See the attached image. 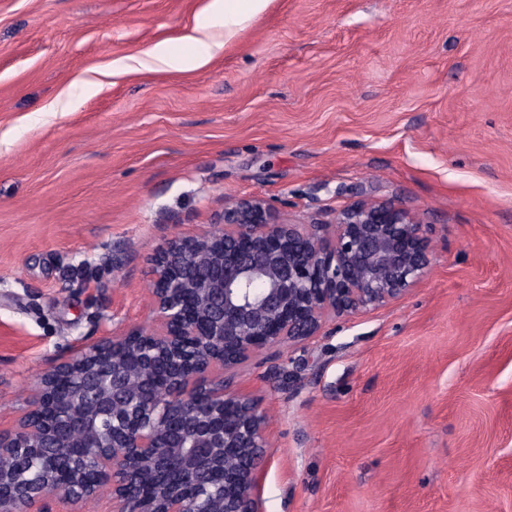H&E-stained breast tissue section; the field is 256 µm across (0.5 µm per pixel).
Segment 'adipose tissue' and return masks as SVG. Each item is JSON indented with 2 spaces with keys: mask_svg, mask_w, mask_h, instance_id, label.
<instances>
[{
  "mask_svg": "<svg viewBox=\"0 0 512 512\" xmlns=\"http://www.w3.org/2000/svg\"><path fill=\"white\" fill-rule=\"evenodd\" d=\"M270 0H207L203 19L180 35L181 43L192 46L189 54L177 53L171 40L155 43L148 52L154 70L182 73L207 63L224 49L222 39H216L213 30L223 27L226 36L244 28L267 8Z\"/></svg>",
  "mask_w": 512,
  "mask_h": 512,
  "instance_id": "1",
  "label": "adipose tissue"
}]
</instances>
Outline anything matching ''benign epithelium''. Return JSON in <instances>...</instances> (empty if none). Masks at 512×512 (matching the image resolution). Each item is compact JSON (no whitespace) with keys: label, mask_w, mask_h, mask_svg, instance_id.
Segmentation results:
<instances>
[{"label":"benign epithelium","mask_w":512,"mask_h":512,"mask_svg":"<svg viewBox=\"0 0 512 512\" xmlns=\"http://www.w3.org/2000/svg\"><path fill=\"white\" fill-rule=\"evenodd\" d=\"M415 214L363 200L330 224L282 221L253 196L150 260L155 324L45 373L0 432V512L67 509L112 486L114 512H259L268 447L254 399L211 377L404 297L429 272Z\"/></svg>","instance_id":"7a95c632"}]
</instances>
